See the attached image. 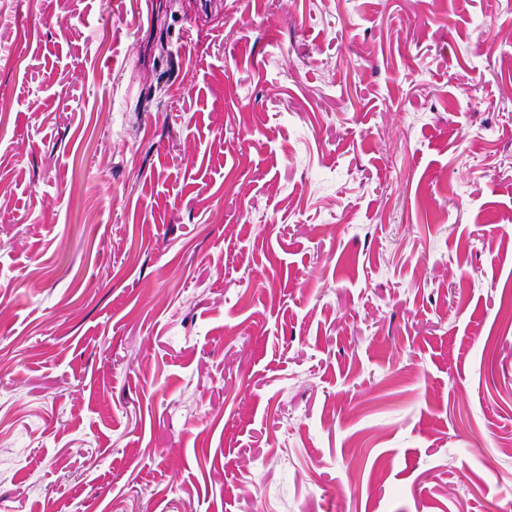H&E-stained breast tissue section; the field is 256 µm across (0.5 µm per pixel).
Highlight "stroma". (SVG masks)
Returning <instances> with one entry per match:
<instances>
[{
	"instance_id": "stroma-1",
	"label": "stroma",
	"mask_w": 512,
	"mask_h": 512,
	"mask_svg": "<svg viewBox=\"0 0 512 512\" xmlns=\"http://www.w3.org/2000/svg\"><path fill=\"white\" fill-rule=\"evenodd\" d=\"M152 3L0 0V512H512V0Z\"/></svg>"
}]
</instances>
